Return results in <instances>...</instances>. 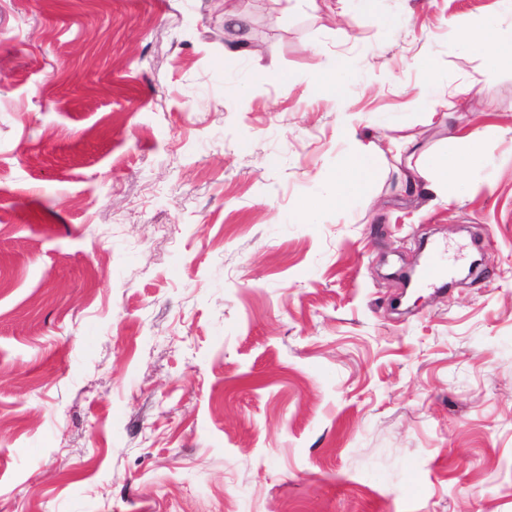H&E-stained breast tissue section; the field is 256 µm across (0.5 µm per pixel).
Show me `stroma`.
I'll list each match as a JSON object with an SVG mask.
<instances>
[{"label":"stroma","mask_w":512,"mask_h":512,"mask_svg":"<svg viewBox=\"0 0 512 512\" xmlns=\"http://www.w3.org/2000/svg\"><path fill=\"white\" fill-rule=\"evenodd\" d=\"M237 4L228 61L224 0H0V512H512V68L453 29L512 5ZM485 127L457 200L402 188ZM435 238L479 275L404 290ZM344 71L343 63L339 60L336 62L334 71H327L321 66L316 68V86L319 90L335 95L342 89V73ZM377 160L368 150L348 154L336 169L333 185L326 197L319 203L304 207L307 217L320 207L344 208L351 200L365 196L375 176Z\"/></svg>","instance_id":"35a3bbf8"}]
</instances>
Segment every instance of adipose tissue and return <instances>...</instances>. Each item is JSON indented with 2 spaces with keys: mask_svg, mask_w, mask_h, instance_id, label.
I'll use <instances>...</instances> for the list:
<instances>
[{
  "mask_svg": "<svg viewBox=\"0 0 512 512\" xmlns=\"http://www.w3.org/2000/svg\"><path fill=\"white\" fill-rule=\"evenodd\" d=\"M455 28L464 46L483 57L488 70L512 66V38H502L492 21L474 23L463 19L456 21ZM486 137L483 130L456 129L449 135L445 148L420 155L411 175L405 178L406 185L415 188L422 184L447 200L456 199L465 174L484 151ZM376 169L377 160L372 152L359 150L348 154L336 170L323 205L341 209L351 200L365 196Z\"/></svg>",
  "mask_w": 512,
  "mask_h": 512,
  "instance_id": "ef3b65f1",
  "label": "adipose tissue"
}]
</instances>
